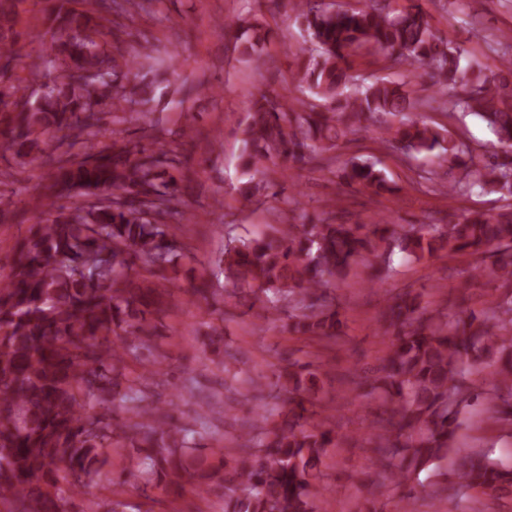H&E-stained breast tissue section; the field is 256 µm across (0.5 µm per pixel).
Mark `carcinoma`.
<instances>
[{"label": "carcinoma", "instance_id": "cac0c4a2", "mask_svg": "<svg viewBox=\"0 0 512 512\" xmlns=\"http://www.w3.org/2000/svg\"><path fill=\"white\" fill-rule=\"evenodd\" d=\"M60 5L54 26L43 33L54 47L51 59L37 58L31 69L59 74L30 98L12 82L0 86V103L24 100L14 124L0 139V155L17 156L50 147L54 167L39 206L53 219L33 225L18 245L10 275L0 280V512H64L68 498L86 494L99 475L105 455L131 446L142 453L146 473L175 486L209 490L219 468L207 431L183 429L181 438L159 409L125 377L126 355L152 350L156 321L168 305L160 281L174 280V259L185 245L170 232L167 219L185 218L176 205L181 186L169 169L172 150L158 154L144 146L83 150L75 158L54 156L50 138L57 133L85 143L105 135L98 114L123 113L133 102L116 83L126 68H153L155 58L118 59L97 39L112 34V20L93 18ZM392 0H369L361 8H332L320 0H300L307 55L298 72L313 103L298 110L292 95L263 94L254 103L245 129L242 167L260 173L267 162L286 157L296 163L334 162L329 152L379 124L382 141L408 157L432 156L443 173L445 193L466 196L491 185L512 196V164L476 162L477 155L446 127L420 123L410 114L429 102L408 89V78L422 67L458 89L444 101L448 112L480 116L498 148L512 151V58L491 80L468 64L464 53L436 35L419 0L395 9ZM13 5H0L1 75L15 60L9 46ZM241 42V55L260 59L263 38L257 27ZM380 56L403 79L360 81L356 58ZM99 73L93 89L76 72ZM348 186L373 195L391 193L384 173L372 163L351 158L331 170ZM420 260L441 251L486 255L491 265H476L502 288H512V209L496 214L468 212L449 224H363L321 221L279 224L271 233L238 240L224 251V272L237 290L257 286L266 294L265 318L277 303L299 297L294 315L299 335L341 336L336 298L328 289L347 277L352 266L388 263L394 251ZM146 274L143 288H130L127 273ZM389 351L382 368L386 395L401 406L374 421L373 467L389 471L404 485L411 470L436 465L455 447L460 402L486 395L495 400L491 419L512 424V366L499 371L490 388L463 380L458 364L469 355L512 353V300L482 317L451 329L448 322L406 292L384 313ZM316 374L300 361L288 362L283 388L288 410L265 432L259 448H238L235 479L224 480V512H311L310 496L319 479L333 430L301 424L308 412L305 396L315 390ZM120 395L128 417L112 415ZM465 487L512 495V470L475 455L458 472Z\"/></svg>", "mask_w": 512, "mask_h": 512}]
</instances>
